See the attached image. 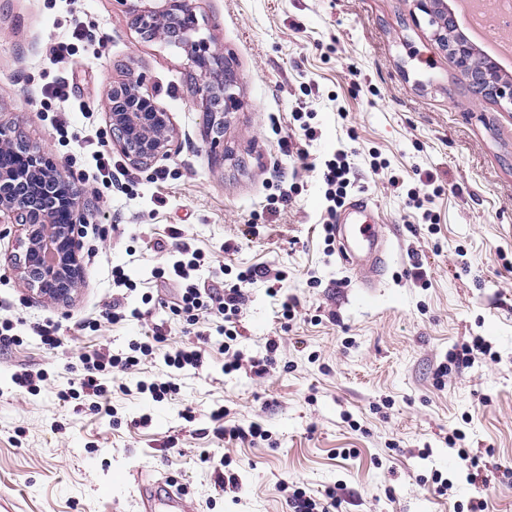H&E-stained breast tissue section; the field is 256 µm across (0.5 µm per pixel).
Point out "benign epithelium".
Listing matches in <instances>:
<instances>
[{"label": "benign epithelium", "mask_w": 512, "mask_h": 512, "mask_svg": "<svg viewBox=\"0 0 512 512\" xmlns=\"http://www.w3.org/2000/svg\"><path fill=\"white\" fill-rule=\"evenodd\" d=\"M161 6L138 13L133 25L141 39L157 41L187 52L199 72L198 92L211 126L224 127V116L238 104L237 78L224 53L193 40L198 22L189 0H159ZM427 16L434 40L448 51L475 95L512 106V81L496 69L475 62L468 42L448 40L447 0H413ZM106 122L112 145L132 164L147 168L171 155L174 128L171 114L159 107L144 82H119L108 93ZM25 154L26 165L0 169V224H16L21 237L12 267L33 297L65 307L82 280V244L78 225L84 222L85 192L62 173L45 151L30 145L15 124L0 122V151Z\"/></svg>", "instance_id": "obj_1"}]
</instances>
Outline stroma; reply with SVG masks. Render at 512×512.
Wrapping results in <instances>:
<instances>
[{"mask_svg":"<svg viewBox=\"0 0 512 512\" xmlns=\"http://www.w3.org/2000/svg\"><path fill=\"white\" fill-rule=\"evenodd\" d=\"M153 4L0 0V121L90 197L66 307L30 298L8 263L19 227L0 224V321L20 339L0 348V512H140L143 479L199 512H292L299 488L334 491L335 512H471L481 500L512 512V110L473 94L411 0H193L201 37L238 78L215 144L185 52L132 25ZM67 38L61 61L53 47ZM139 79L176 129L175 152L147 169L113 146L105 119L112 84ZM98 150L111 177L95 170ZM339 153L348 197L369 199L394 245L371 296L323 231L325 163ZM186 245L204 253L209 286L269 271L246 287L239 371L225 373L221 336L203 339L174 309L178 286L161 272ZM116 267L132 289L113 288ZM116 297L140 318L109 320ZM47 319L54 348L34 332ZM154 334V355L101 373L102 397L69 396L85 353ZM473 336L490 353L448 366ZM271 339L275 362L255 375L248 363ZM179 349L200 350L201 365L166 366ZM21 369L43 373L36 391L14 387ZM141 380L174 389L155 402ZM253 424L266 439L222 433ZM221 463L241 490L218 485ZM439 476L452 482L443 495Z\"/></svg>","mask_w":512,"mask_h":512,"instance_id":"35a3bbf8","label":"stroma"}]
</instances>
